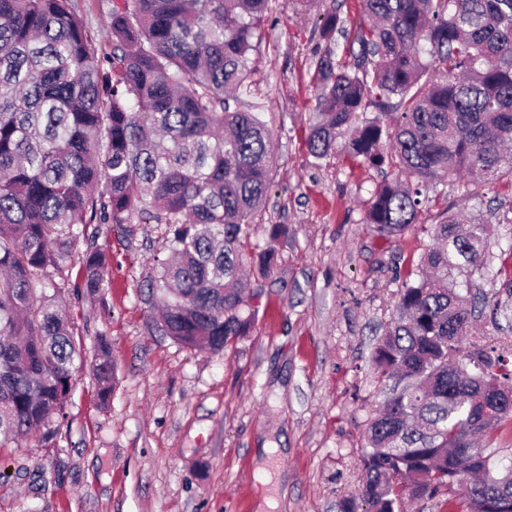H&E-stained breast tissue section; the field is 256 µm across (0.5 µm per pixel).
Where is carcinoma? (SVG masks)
<instances>
[{"mask_svg":"<svg viewBox=\"0 0 512 512\" xmlns=\"http://www.w3.org/2000/svg\"><path fill=\"white\" fill-rule=\"evenodd\" d=\"M111 2L98 49L75 0H0V447L64 409L77 351L62 287L92 301L110 287L102 226H167L171 257L141 291L163 308L162 334L219 353L255 317L241 272L271 185L272 131L228 95L247 82L272 0ZM362 3L354 33L337 7L320 14L321 37L345 36L351 62L330 48L314 60L307 148L400 168L364 223L387 236L414 227L439 177L463 197V172L512 185V0ZM374 97L383 112L361 117ZM490 232L448 214L398 290L371 359L385 391L365 481L344 512H404L450 485L468 512H512V464L487 453L512 425V358L465 346L472 310L458 281L484 268ZM92 370L106 404L104 338Z\"/></svg>","mask_w":512,"mask_h":512,"instance_id":"1","label":"carcinoma"}]
</instances>
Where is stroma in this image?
<instances>
[{
	"label": "stroma",
	"instance_id": "1",
	"mask_svg": "<svg viewBox=\"0 0 512 512\" xmlns=\"http://www.w3.org/2000/svg\"><path fill=\"white\" fill-rule=\"evenodd\" d=\"M322 6L293 12L274 0L249 54L250 78L237 105L273 132L276 170L252 241L272 247L269 275L248 270L256 297L248 336L214 354L161 335L140 290L168 256L166 227L102 231L112 256L102 300L65 291L76 364L62 414L40 434L0 448V512H343L364 481L367 425L382 397L370 357L396 314L399 286L433 242L447 194L492 228L482 273L468 299L477 309L470 339L512 337V308L500 268L512 266V192L470 183L469 201L447 180L415 230L385 237L364 224L384 177L343 152L315 160L306 133L316 110L313 61L325 48ZM284 229L271 238L272 225ZM110 344L115 389L101 406L89 364L99 338ZM271 449L270 483L256 471Z\"/></svg>",
	"mask_w": 512,
	"mask_h": 512
}]
</instances>
